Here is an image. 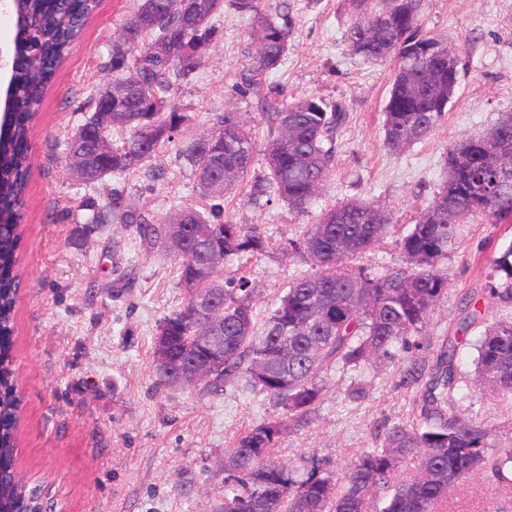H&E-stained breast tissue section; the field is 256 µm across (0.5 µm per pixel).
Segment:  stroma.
Here are the masks:
<instances>
[{"label": "stroma", "instance_id": "stroma-1", "mask_svg": "<svg viewBox=\"0 0 512 512\" xmlns=\"http://www.w3.org/2000/svg\"><path fill=\"white\" fill-rule=\"evenodd\" d=\"M288 51L280 69L266 74L280 100L316 97L346 114L335 136V170L309 212L286 202L252 200L248 191L226 199L224 215L266 231L273 247L247 269L265 311L290 281L311 272L289 239L317 223L322 210L351 199L387 207L395 226L353 268H401L400 239L433 200L443 180L442 157L452 142L492 126L512 112V0H424L422 28L453 47L460 82L448 119L424 141L401 152L384 145L383 124L394 61L355 55L346 32V0H289ZM134 0H101L81 38L56 71L29 139L30 182L23 274L13 357L21 417L19 462L30 485L40 486L49 512H213L224 491V451L244 427L275 414L272 402L233 385L217 394L160 385L153 341L183 290L164 242L141 244L134 227L84 229L90 197L103 204L109 185L82 186L67 175L66 131L86 117L84 106L104 79L102 65ZM217 33L205 63L183 82L178 103L182 135L207 128L211 114L231 106L249 113L257 145L275 131L255 110V93L239 73L253 50L250 24L231 11L215 16ZM175 144L153 158L167 169L159 181L130 178L131 203L159 220L181 206L199 205L198 189L175 159ZM512 243V224L463 225L444 266L449 294L423 330L425 359L461 318L459 301L478 295L493 318L512 317V304L485 295V268ZM410 360L397 356L376 368L369 397L350 403L345 384L328 388L314 422L283 435L278 455L295 461L323 459L343 473L364 449L374 447L384 420L406 419L413 391L400 379ZM472 418L493 427L497 448H512V415L473 389L458 396ZM496 485L479 470L453 493L454 512H480Z\"/></svg>", "mask_w": 512, "mask_h": 512}]
</instances>
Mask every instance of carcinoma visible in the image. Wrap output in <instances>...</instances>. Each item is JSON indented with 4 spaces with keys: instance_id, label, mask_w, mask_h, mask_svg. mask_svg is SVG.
<instances>
[{
    "instance_id": "cac0c4a2",
    "label": "carcinoma",
    "mask_w": 512,
    "mask_h": 512,
    "mask_svg": "<svg viewBox=\"0 0 512 512\" xmlns=\"http://www.w3.org/2000/svg\"><path fill=\"white\" fill-rule=\"evenodd\" d=\"M100 0H22L13 53L18 60L11 82L20 108L0 146V507L27 512L42 502L17 467L19 402L13 360V332L20 276L17 255L22 234L30 168L32 121L57 68L79 38ZM112 45L103 71L114 82H131L132 93L112 105L111 177L145 169L159 149L174 141L183 116L177 94L182 80L199 69L216 29L214 17L229 8L250 20L254 52L240 74L241 84L260 89L263 75L286 57L289 31L263 0H136ZM352 23L347 40L371 60L394 59L396 72L385 105L384 144L392 152L422 142L448 117L459 83L456 52L423 33L422 0H348ZM162 45L165 53L155 55ZM139 53H134L135 48ZM259 107L277 135L264 147L267 174L254 180L252 195L273 194L297 213L307 211L325 191L334 172L336 128L342 113L315 97L282 103L270 87ZM501 118L487 132L448 146L445 179L432 202L400 239L405 267L370 272L348 261L362 254L392 227L387 210L370 201L351 200L327 209L303 236L289 242L312 271L294 278L263 317L255 314L256 288L247 276L224 278L219 266L204 287L217 289L213 314L224 320V360L204 393L242 384L270 397L285 418L271 415L236 436L224 453V503L217 512H447L449 493L484 467L501 482L512 474V448L497 453L493 429L457 406L463 386L482 389L495 404L512 409V320H489L477 300L462 297L457 335L443 338L436 364L413 356L401 385L424 383L416 411L407 421L382 425V441L363 450L337 474L317 456L285 462L277 455L286 427L309 425L331 381L350 377L348 398L361 401L372 388L367 366L393 359L396 352L424 348L420 333L439 304L448 299V272L441 267L458 227L478 219L512 224V125ZM246 114L226 108L205 130L178 145L176 159L190 166L209 210L181 207L152 222L128 202L125 186L112 187L109 202L91 198L86 230L134 224L145 243L167 240L172 224H207L204 238L190 236L184 252L173 254L184 297L167 315L153 341L154 357L176 370L205 357L198 338L201 319L192 315L194 264L215 249L224 262L244 261L269 247L255 226L224 218V198L235 195L251 175L256 152ZM493 298L512 304V242L489 262L487 288ZM475 338L474 371L459 362L465 334ZM413 464L401 479L398 469Z\"/></svg>"
}]
</instances>
